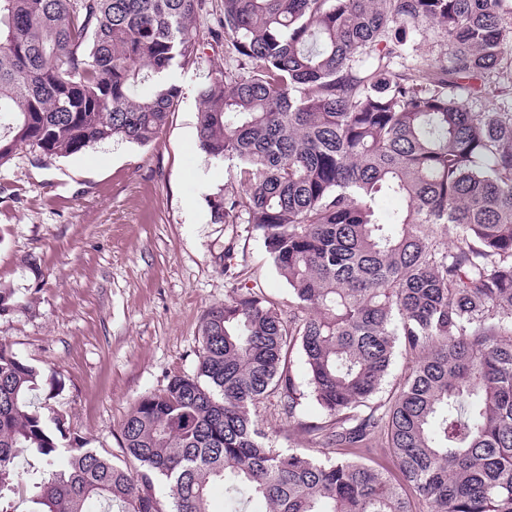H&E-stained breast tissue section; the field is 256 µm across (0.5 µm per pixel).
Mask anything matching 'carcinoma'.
<instances>
[{
    "instance_id": "carcinoma-1",
    "label": "carcinoma",
    "mask_w": 512,
    "mask_h": 512,
    "mask_svg": "<svg viewBox=\"0 0 512 512\" xmlns=\"http://www.w3.org/2000/svg\"><path fill=\"white\" fill-rule=\"evenodd\" d=\"M198 2L0 0V166L21 145L38 164L151 142ZM430 27L443 56L409 58ZM507 27L512 0H223L244 68L201 88L197 139L235 162L243 193L214 219L252 225L288 314L253 288L206 310L197 374L138 400L120 463L61 448L52 396L31 401L40 371L0 342V512L21 489L30 512H210L217 484L227 512H512V112L470 108L512 99ZM270 395L336 458L275 447L255 419Z\"/></svg>"
}]
</instances>
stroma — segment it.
Here are the masks:
<instances>
[{"mask_svg": "<svg viewBox=\"0 0 512 512\" xmlns=\"http://www.w3.org/2000/svg\"><path fill=\"white\" fill-rule=\"evenodd\" d=\"M222 0H202L197 57L175 70L181 95L144 146L118 139L30 162L27 148L0 167V289L18 303L0 316V341L41 372L66 441L121 459L135 403L175 375L194 374L204 312L234 288H258L288 307V289L247 224H218L211 203L239 192L233 163L197 143L198 91L230 66ZM256 414L277 447L320 457L293 434L276 397Z\"/></svg>", "mask_w": 512, "mask_h": 512, "instance_id": "1", "label": "stroma"}]
</instances>
